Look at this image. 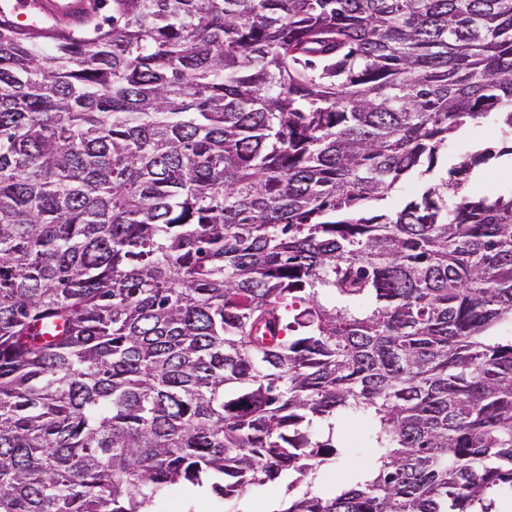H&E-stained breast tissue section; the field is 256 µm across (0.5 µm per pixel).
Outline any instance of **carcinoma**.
Listing matches in <instances>:
<instances>
[{
    "label": "carcinoma",
    "mask_w": 512,
    "mask_h": 512,
    "mask_svg": "<svg viewBox=\"0 0 512 512\" xmlns=\"http://www.w3.org/2000/svg\"><path fill=\"white\" fill-rule=\"evenodd\" d=\"M98 2L0 13V512H493L512 192L440 164L512 140V0ZM355 416L371 477L312 492ZM95 5L94 0H38L33 6L47 17H64L71 24L79 25ZM476 144L483 149L490 148L495 153L502 147L508 146L503 142L493 114H488V116L470 123L460 135L448 143V167L451 164L463 161ZM286 483L276 481L265 486H251L241 497L224 501L210 493L199 497L189 512H266V505L285 498Z\"/></svg>",
    "instance_id": "1"
}]
</instances>
